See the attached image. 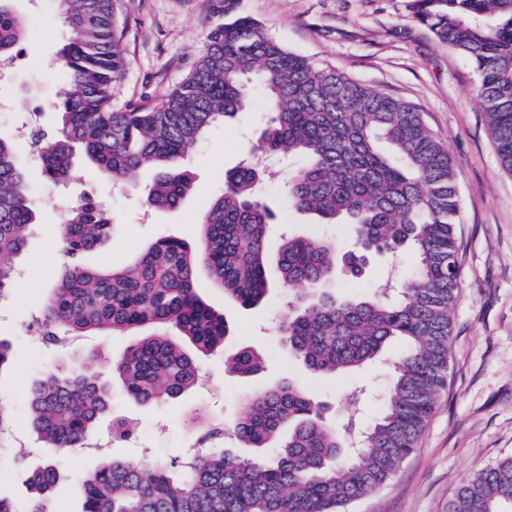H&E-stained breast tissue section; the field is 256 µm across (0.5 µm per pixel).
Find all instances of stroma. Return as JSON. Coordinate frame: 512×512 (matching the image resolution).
Returning <instances> with one entry per match:
<instances>
[{
	"label": "stroma",
	"mask_w": 512,
	"mask_h": 512,
	"mask_svg": "<svg viewBox=\"0 0 512 512\" xmlns=\"http://www.w3.org/2000/svg\"><path fill=\"white\" fill-rule=\"evenodd\" d=\"M16 7L29 28L17 60L0 70V132L16 136L38 222L20 261L24 274L12 297L0 303V338L9 341L13 361L11 371L0 374V399L10 400L21 413L33 377L60 364L79 363L92 352L103 354L98 367L109 371L108 357L118 356L134 340L117 334L82 338L64 350L41 347L37 318L69 262L62 241L68 210L91 195L105 203L113 218L114 234L85 257L96 268L122 262L162 235L195 240L226 174L257 143L264 100L261 91H254L242 118L210 130L188 161L194 187L178 208L148 207L144 188L151 172H142L134 185L116 183L80 152L70 181L55 184L44 176L28 139V115L39 113L41 128L56 131L57 53L71 32L49 0H16ZM238 16L255 20L289 51L410 102L454 160L461 286L452 312L448 386L415 452L383 487L350 507V512H447L449 500L475 471L512 456V173L500 164L476 97L477 73L469 59L436 41L414 18L408 0H124L122 48L128 66L116 102L161 98L192 71L208 31ZM26 85L32 95L21 107L16 99ZM262 196L273 224L332 237L343 247L352 244V225L318 224L313 216L292 210L278 181L268 182ZM392 269L407 276L411 257L402 256L395 264L375 257L361 277L341 281L340 289L366 293ZM197 282L199 295L223 313L230 327L229 348L262 349L269 362L260 374L242 379L225 371L223 355L200 359L196 387L177 400L148 407L114 389L113 416L131 421L134 437L112 443L111 454L151 461L182 456L209 426H231L244 393L270 387L284 376L329 403L337 424L365 422L381 412L393 373L389 364L312 376L278 344L277 320L288 302L281 289H272L264 305L245 309L210 287L205 272H198ZM40 461L37 454L20 463L0 458L5 475L0 494L27 507L28 476Z\"/></svg>",
	"instance_id": "stroma-1"
}]
</instances>
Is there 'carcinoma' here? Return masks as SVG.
I'll return each instance as SVG.
<instances>
[{"label":"carcinoma","instance_id":"obj_1","mask_svg":"<svg viewBox=\"0 0 512 512\" xmlns=\"http://www.w3.org/2000/svg\"><path fill=\"white\" fill-rule=\"evenodd\" d=\"M16 0H0V59L13 58L27 22ZM72 37L60 51V126L32 132L45 174H70L81 148L116 182L158 168L147 202L179 206L193 189L173 165L216 123L245 111L258 85L269 112L256 151L304 164L283 182L290 206L321 224L355 225L357 248L340 253L317 234L282 239L277 283L290 296L279 325L283 346L311 374L362 369L401 345L381 414L357 434L329 420V405L288 377L249 392L231 427L250 458L209 450L190 460L134 462L106 456L77 482L82 512H346L382 487L418 447L448 383L451 313L460 284L453 160L414 105L372 90L344 73L290 52L251 18L211 29L189 75L157 101L114 99L127 68L123 0H54ZM436 40L466 56L479 76L477 97L501 165L512 171V0H409ZM270 173L244 160L200 222L191 244L156 238L107 269L80 258L111 233V217L88 200L72 207L62 238L73 259L42 309V340L147 333L112 362L106 380L84 363L59 366L27 388V428L44 459L30 474L34 496L21 511L0 495V512H56L66 479L60 454L84 446L112 411L113 384L140 405L176 400L199 378L198 359L224 348L229 327L197 294L200 266L224 298L245 308L271 287L270 212L259 189ZM36 214L12 140L0 135V301L17 280ZM410 253V275L366 296L336 290L348 256ZM263 353L238 349L224 360L241 377L260 372ZM448 512H512V457L478 470L448 501Z\"/></svg>","mask_w":512,"mask_h":512}]
</instances>
